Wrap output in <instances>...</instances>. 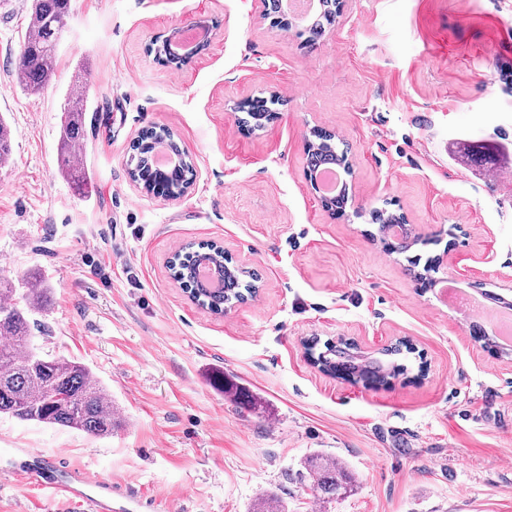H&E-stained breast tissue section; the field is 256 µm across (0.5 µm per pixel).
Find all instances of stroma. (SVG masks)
I'll return each mask as SVG.
<instances>
[{"mask_svg":"<svg viewBox=\"0 0 512 512\" xmlns=\"http://www.w3.org/2000/svg\"><path fill=\"white\" fill-rule=\"evenodd\" d=\"M26 0H0V277L41 273L39 352L88 366L120 422L111 436L0 415V512H61L15 470L58 452L100 474L138 512H512V353L485 347L406 255L387 254L368 212L403 216L421 259L468 294L512 301V162L462 157L472 140L512 147V0H341L311 48L274 30L259 0H73L56 78L40 93L15 69ZM204 24L182 67L152 49ZM89 101L90 191L58 171L64 95ZM276 97L251 132L239 106ZM171 131L193 186L157 197L131 181L147 127ZM347 149L352 202L323 208L306 180L313 130ZM215 242L260 275L256 297L216 315L191 302L166 258ZM374 352L407 340L404 375L375 388L326 376L305 340ZM246 388L236 402L212 376ZM320 452L344 462L350 495L319 501L302 475Z\"/></svg>","mask_w":512,"mask_h":512,"instance_id":"1","label":"stroma"}]
</instances>
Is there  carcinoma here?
Returning a JSON list of instances; mask_svg holds the SVG:
<instances>
[{"mask_svg":"<svg viewBox=\"0 0 512 512\" xmlns=\"http://www.w3.org/2000/svg\"><path fill=\"white\" fill-rule=\"evenodd\" d=\"M71 2L31 0L30 21L16 64L20 83L31 94L38 93L55 78L59 42L72 14ZM337 7L336 0H322L316 12L298 28L297 36L308 44L316 43L326 27L335 22ZM243 109L247 114L244 122L255 130L262 129L272 117V108L265 99L248 101ZM87 111L85 93L69 90L59 131L60 174L78 190L85 189L90 180L84 166L74 161V153L85 141ZM313 137L314 141L307 147V172L317 173L325 167L349 169L347 152L338 150L334 135L317 129L313 131ZM159 143L171 153L179 150L169 131L141 130L131 145L129 175L152 192L168 195L191 183L194 168L187 157L178 170L157 166L154 153ZM479 152L494 161L505 149L475 141L465 147L467 156L474 157ZM11 160V131L6 120L0 118V168L9 166ZM348 200V187L343 183L337 194L323 197V206L340 213ZM371 217L389 251L406 253L419 243L418 237L410 233L393 236L392 228L402 226L401 217L385 209L372 211ZM208 253L223 268V288L216 293L205 288L193 275L194 266ZM173 273L199 305L210 309L245 301L256 293V282L259 281L255 271L230 265L224 253L193 244L182 247ZM45 291L43 280L37 275L28 277L20 288L12 281L0 278V413L21 421L78 429L95 437L110 436L119 426L112 410V399L89 368L64 357L43 356L32 344L29 314L39 310ZM318 344L316 338L306 344L315 365L344 380L373 386L387 385L404 371V365L389 361L388 356L411 351L404 341L372 357L361 355L358 347L346 340H329L317 353ZM303 469L316 497L323 502L351 492V477L344 463L337 458L313 454L306 458ZM252 512H285V505L276 496H266L254 503Z\"/></svg>","mask_w":512,"mask_h":512,"instance_id":"obj_1","label":"carcinoma"}]
</instances>
